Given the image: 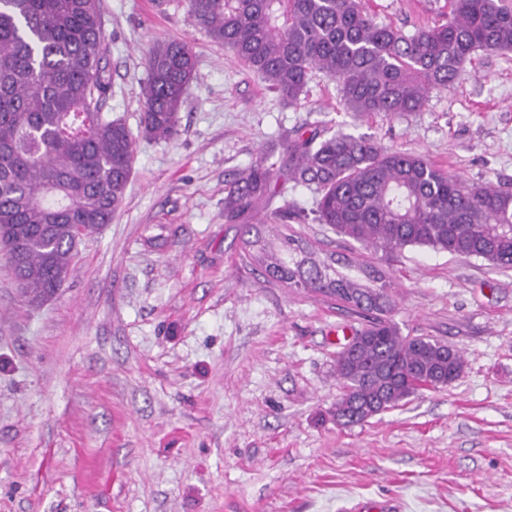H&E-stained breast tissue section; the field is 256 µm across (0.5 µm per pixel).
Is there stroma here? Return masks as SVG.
Instances as JSON below:
<instances>
[{
	"mask_svg": "<svg viewBox=\"0 0 512 512\" xmlns=\"http://www.w3.org/2000/svg\"><path fill=\"white\" fill-rule=\"evenodd\" d=\"M413 32L448 0H362ZM112 92L137 127L147 57H196L179 134L141 140L122 206L85 238L64 288L29 305L0 252V512H512V270L427 248L395 259L313 219V190L276 174L244 221L383 274L405 335L462 350L463 376L338 427L336 331L363 317L267 280L224 221V182L279 163L330 121L477 185L512 184V51L476 53L423 111L358 117L316 74L295 108L193 24L185 0H102Z\"/></svg>",
	"mask_w": 512,
	"mask_h": 512,
	"instance_id": "1",
	"label": "stroma"
}]
</instances>
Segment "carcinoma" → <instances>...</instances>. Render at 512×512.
<instances>
[{"instance_id":"cac0c4a2","label":"carcinoma","mask_w":512,"mask_h":512,"mask_svg":"<svg viewBox=\"0 0 512 512\" xmlns=\"http://www.w3.org/2000/svg\"><path fill=\"white\" fill-rule=\"evenodd\" d=\"M190 18L297 106L313 71L332 77L340 103L362 116L420 112L454 84L478 51H512L507 0H448V22L411 35L376 21L361 0H186ZM101 0H0V251L28 303L64 287L78 243L112 222L135 157V136L101 112L111 92ZM180 41L149 53L139 132L170 140L195 76ZM290 179L315 188L314 220L387 254L426 247L512 270V187L469 186L371 136L318 126L288 143ZM272 169L258 161L225 184L224 220L265 197ZM240 241L264 275L377 312L336 355L333 416L351 428L422 390L459 380L460 349L404 336L382 314L392 301L371 266L317 258L263 221Z\"/></svg>"}]
</instances>
